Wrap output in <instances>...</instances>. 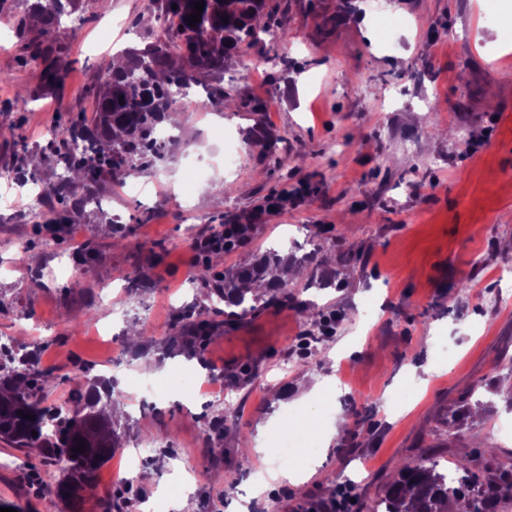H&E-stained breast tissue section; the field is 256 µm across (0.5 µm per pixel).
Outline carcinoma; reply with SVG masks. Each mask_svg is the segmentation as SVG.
<instances>
[{"instance_id":"1","label":"carcinoma","mask_w":512,"mask_h":512,"mask_svg":"<svg viewBox=\"0 0 512 512\" xmlns=\"http://www.w3.org/2000/svg\"><path fill=\"white\" fill-rule=\"evenodd\" d=\"M152 2L150 18L157 23V29L150 32L153 41L143 49L122 50L124 65L106 69L97 89L94 127L87 128L82 118H73L54 130L40 153L25 156L26 165L34 172L39 168L36 160L45 158L63 170L49 185V199L62 205L64 214L53 213L45 221L47 225L58 226L71 215L84 212V196L100 195L109 181L121 182L166 159L165 142L157 139L156 131L169 113L178 111L171 100L173 88H202L198 107L206 112L235 102L248 112H263L268 107L264 102L233 98L232 89L211 77L223 75L231 52L244 42L254 43L259 29L281 41L288 39V29L276 20L274 0H204L201 22L193 27L187 17L198 0ZM88 5L89 0H32L29 10L47 30L61 16ZM168 15L178 18L176 27L163 25ZM25 49L32 58L46 62L50 84L62 83L63 72L51 58L50 49L34 41L25 43ZM283 260L305 271L309 286L324 279L317 249L297 259L272 252L261 264L222 275L212 273L208 259L195 268L194 278L221 299L224 308L175 313L173 328L178 336L197 354L205 337L230 330L269 306L288 301L286 281L272 282L261 294L249 287L266 276L269 265ZM90 373L89 368L81 370L83 380L76 383L69 407L47 406L44 393L57 380L53 370L41 365L36 350L0 345V441L15 448H39L62 461L57 496L64 501L72 502L81 490L93 487L97 471L117 448L109 408L118 402L120 393ZM80 441L86 444L83 452L75 451ZM438 466L431 450L404 464L383 490L380 502L387 505L386 512H497L502 491L512 489V472L485 479L471 470L466 457L457 460L455 470L447 475Z\"/></svg>"}]
</instances>
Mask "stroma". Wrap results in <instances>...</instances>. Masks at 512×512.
Listing matches in <instances>:
<instances>
[{"mask_svg":"<svg viewBox=\"0 0 512 512\" xmlns=\"http://www.w3.org/2000/svg\"><path fill=\"white\" fill-rule=\"evenodd\" d=\"M376 4L407 26L382 35ZM486 7L357 0L340 14L336 0H288L287 43L263 37L224 71L225 87L266 112L187 105L170 159L156 168L164 191L107 187V207L71 218L67 233L48 232L30 211L23 162L0 143V336L41 345L57 377L47 404L70 400L72 370L84 364L109 374L126 406L119 448L73 504L55 495L57 459L0 441V503L15 512H102L109 498L125 512H309L348 485L351 512H370L403 462L430 448L444 468L465 454L512 470V251L503 248L512 240V69L486 63L512 47V0L493 19ZM145 13V0H91L45 31L25 0H0V123L34 150L53 125L92 117L113 52L147 44ZM37 37L66 70L51 92L43 63L24 49ZM276 56L287 65L265 66ZM216 126L242 145L236 169L222 163ZM266 131L278 139L271 152ZM233 215L257 228L216 271L286 240L298 256L320 250L338 275L323 287L292 281L287 303L213 336L200 354L181 353L171 345L175 312L213 304L189 278L190 244ZM109 220L128 230L125 246L101 231ZM136 269L146 280L133 291L124 276ZM461 281L467 293H457ZM369 300L378 313L367 320ZM315 314L335 315L336 333L297 354ZM177 365L203 382L218 372L236 400L225 431L211 429L208 397L177 388L155 407L129 395V379ZM248 365L259 376L242 388L234 377ZM317 376L335 383L322 414L302 398ZM295 413L313 427L315 466L298 485L267 477L251 496L241 455L276 467L274 434ZM145 442L154 450L127 479L125 459ZM187 473L192 492L168 497Z\"/></svg>","mask_w":512,"mask_h":512,"instance_id":"35a3bbf8","label":"stroma"}]
</instances>
